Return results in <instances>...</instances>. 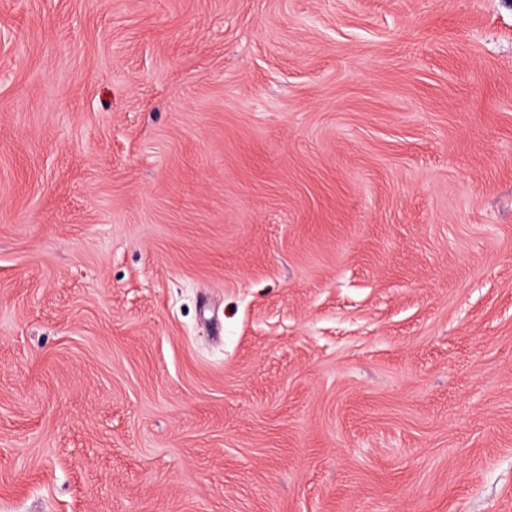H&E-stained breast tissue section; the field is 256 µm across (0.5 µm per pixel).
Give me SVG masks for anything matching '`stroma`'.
Returning <instances> with one entry per match:
<instances>
[{"label":"stroma","mask_w":512,"mask_h":512,"mask_svg":"<svg viewBox=\"0 0 512 512\" xmlns=\"http://www.w3.org/2000/svg\"><path fill=\"white\" fill-rule=\"evenodd\" d=\"M0 512H512V0H0Z\"/></svg>","instance_id":"obj_1"}]
</instances>
